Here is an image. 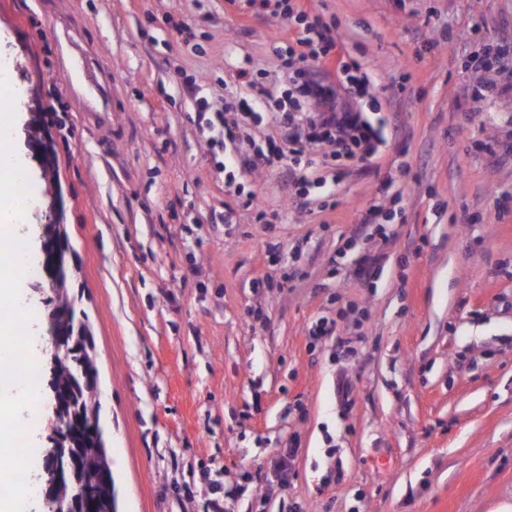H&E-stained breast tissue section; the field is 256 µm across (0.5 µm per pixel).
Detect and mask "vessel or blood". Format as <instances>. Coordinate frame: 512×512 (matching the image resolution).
<instances>
[{"mask_svg":"<svg viewBox=\"0 0 512 512\" xmlns=\"http://www.w3.org/2000/svg\"><path fill=\"white\" fill-rule=\"evenodd\" d=\"M74 8L55 15L63 82L79 109L104 136L112 134V82L108 66L90 55L72 28Z\"/></svg>","mask_w":512,"mask_h":512,"instance_id":"1","label":"vessel or blood"}]
</instances>
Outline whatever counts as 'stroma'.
I'll use <instances>...</instances> for the list:
<instances>
[{"label":"stroma","mask_w":512,"mask_h":512,"mask_svg":"<svg viewBox=\"0 0 512 512\" xmlns=\"http://www.w3.org/2000/svg\"><path fill=\"white\" fill-rule=\"evenodd\" d=\"M301 3L376 74L367 118L397 127L295 208L284 161L225 194V152L198 125L239 67L276 75L294 21L229 0H76L112 70L105 141L69 98L40 0H0L11 141L41 190L27 253L60 225L114 512H208L228 493L231 512H495L512 504V56L478 61L512 47V0ZM253 192L281 223L256 222ZM20 288L45 375L48 278ZM322 321L335 335L312 339Z\"/></svg>","instance_id":"35a3bbf8"}]
</instances>
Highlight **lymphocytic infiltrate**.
Here are the masks:
<instances>
[{"label": "lymphocytic infiltrate", "instance_id": "obj_1", "mask_svg": "<svg viewBox=\"0 0 512 512\" xmlns=\"http://www.w3.org/2000/svg\"><path fill=\"white\" fill-rule=\"evenodd\" d=\"M246 3L261 5L273 17L289 18L298 24L281 68V79L288 85V102L275 115H266L264 107L271 96L270 89L255 82L249 69L242 68L236 77L247 94L235 104L240 121L226 124L223 110L217 109L207 117L206 124L221 140L251 143V153L240 159L242 169L269 166L275 159L289 155L295 162L291 170L295 186H335L336 160L369 159L377 154L383 141L381 128L372 124L358 106L362 97L375 90L376 80L361 63L342 60L338 66L343 79L338 84L331 82L326 65L336 52L335 28L321 16H307L296 0ZM267 118L283 132L284 145H277L272 137L262 145L253 142V127Z\"/></svg>", "mask_w": 512, "mask_h": 512}]
</instances>
